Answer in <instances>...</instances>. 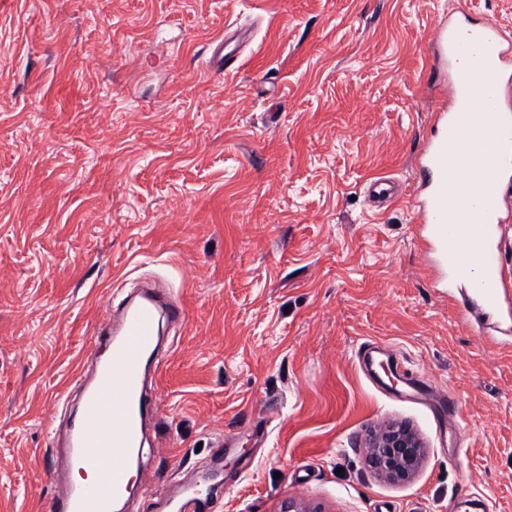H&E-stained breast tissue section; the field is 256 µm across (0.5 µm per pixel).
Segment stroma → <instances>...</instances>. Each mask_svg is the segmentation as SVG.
Segmentation results:
<instances>
[{
    "mask_svg": "<svg viewBox=\"0 0 512 512\" xmlns=\"http://www.w3.org/2000/svg\"><path fill=\"white\" fill-rule=\"evenodd\" d=\"M443 17L512 41V0H0V512H48L55 401L140 278L186 319L130 512L227 433L215 512H449L463 492L512 512V350L461 319L411 205L450 94L427 79ZM377 176L403 191L390 207ZM392 421L427 452L402 484L363 452ZM208 64L215 72L228 73L236 68H239V56L236 54L235 49L224 51L223 41L214 49L212 56L208 60ZM237 65V67H236ZM366 190L369 197L381 205L393 202L399 194L395 180L390 177H377L370 180Z\"/></svg>",
    "mask_w": 512,
    "mask_h": 512,
    "instance_id": "obj_1",
    "label": "stroma"
}]
</instances>
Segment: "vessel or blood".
<instances>
[{
    "label": "vessel or blood",
    "instance_id": "b4317fda",
    "mask_svg": "<svg viewBox=\"0 0 512 512\" xmlns=\"http://www.w3.org/2000/svg\"><path fill=\"white\" fill-rule=\"evenodd\" d=\"M430 44L434 63L452 65L455 96L435 114L434 133L420 153V193L415 201L425 252L441 266L461 270L478 264L470 293L476 308L492 312L498 323L512 325V284L500 263L506 244L503 213L512 209V109L502 101L499 79L508 50L494 22L477 27L439 23ZM483 105L474 116L471 103ZM468 171L467 179L449 184L451 168ZM377 203L398 196L393 178L368 182ZM185 311L153 288L123 300L104 330L109 360L80 374L77 415L62 447L66 473L56 480L50 512H113L130 494V463L143 448L153 401L145 393L149 367L161 346V320L180 322ZM93 469L98 479L79 485L74 470ZM176 512H214L207 495L185 490Z\"/></svg>",
    "mask_w": 512,
    "mask_h": 512
}]
</instances>
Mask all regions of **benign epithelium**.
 <instances>
[{
    "instance_id": "benign-epithelium-1",
    "label": "benign epithelium",
    "mask_w": 512,
    "mask_h": 512,
    "mask_svg": "<svg viewBox=\"0 0 512 512\" xmlns=\"http://www.w3.org/2000/svg\"><path fill=\"white\" fill-rule=\"evenodd\" d=\"M365 459L372 473L392 483L410 481L422 468L425 448L408 426L391 424L375 433L365 445Z\"/></svg>"
}]
</instances>
